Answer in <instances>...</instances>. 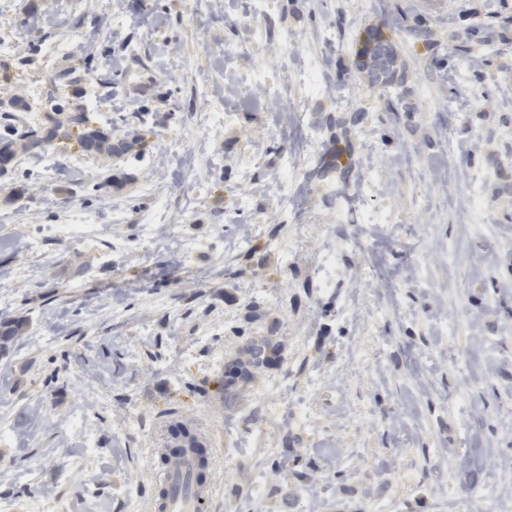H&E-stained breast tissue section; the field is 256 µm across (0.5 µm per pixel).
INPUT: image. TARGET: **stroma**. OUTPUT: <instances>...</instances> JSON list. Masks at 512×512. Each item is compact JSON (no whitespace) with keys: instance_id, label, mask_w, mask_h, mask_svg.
I'll use <instances>...</instances> for the list:
<instances>
[{"instance_id":"35a3bbf8","label":"stroma","mask_w":512,"mask_h":512,"mask_svg":"<svg viewBox=\"0 0 512 512\" xmlns=\"http://www.w3.org/2000/svg\"><path fill=\"white\" fill-rule=\"evenodd\" d=\"M370 29L401 84L353 67ZM1 32L0 103L45 120L71 68L80 103L139 113L144 136L140 157L57 151L52 176L26 157L30 178L0 180V324L21 325L0 354L7 512H126L134 491L147 512L172 409L211 461L209 512H456L477 494L512 512V0H271L258 18L252 0H0ZM213 100L231 120L208 123ZM336 150L348 179L312 177ZM362 190L395 227L339 221ZM76 212L97 231L55 235ZM273 326L285 363L225 408L215 362Z\"/></svg>"}]
</instances>
